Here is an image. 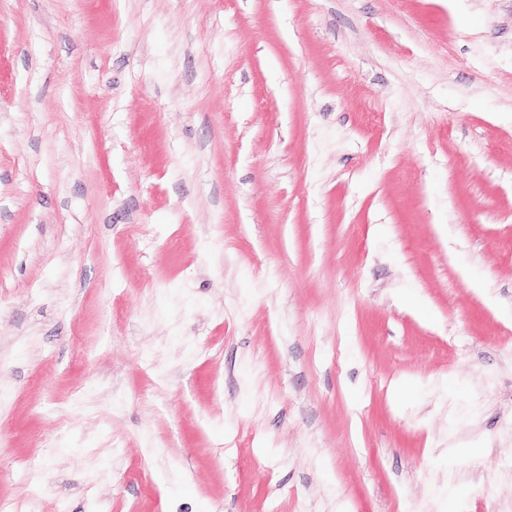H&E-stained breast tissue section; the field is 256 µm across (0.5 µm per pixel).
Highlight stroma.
Instances as JSON below:
<instances>
[{"mask_svg": "<svg viewBox=\"0 0 512 512\" xmlns=\"http://www.w3.org/2000/svg\"><path fill=\"white\" fill-rule=\"evenodd\" d=\"M0 497L512 512V0H0Z\"/></svg>", "mask_w": 512, "mask_h": 512, "instance_id": "obj_1", "label": "stroma"}]
</instances>
